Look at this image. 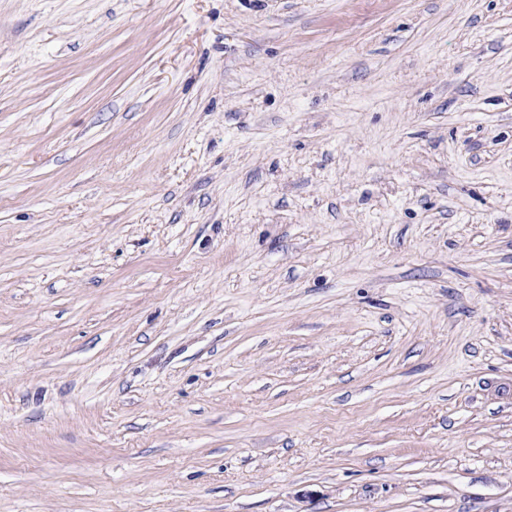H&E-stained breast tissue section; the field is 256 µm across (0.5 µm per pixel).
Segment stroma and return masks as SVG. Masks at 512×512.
<instances>
[{
	"mask_svg": "<svg viewBox=\"0 0 512 512\" xmlns=\"http://www.w3.org/2000/svg\"><path fill=\"white\" fill-rule=\"evenodd\" d=\"M0 512H512V0H0Z\"/></svg>",
	"mask_w": 512,
	"mask_h": 512,
	"instance_id": "35a3bbf8",
	"label": "stroma"
}]
</instances>
